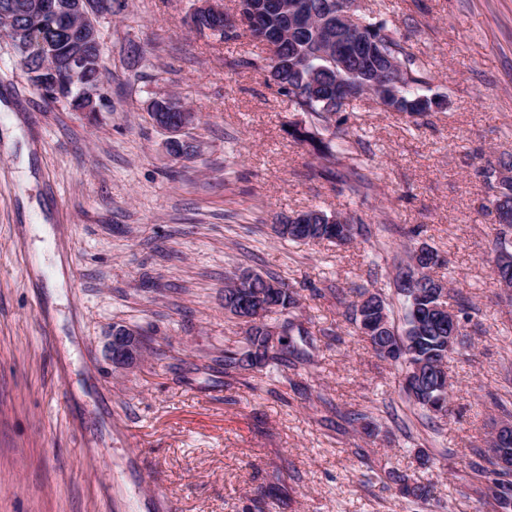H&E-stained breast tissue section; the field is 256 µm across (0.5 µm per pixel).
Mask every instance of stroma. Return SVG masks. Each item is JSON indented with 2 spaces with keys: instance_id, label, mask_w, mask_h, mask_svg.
<instances>
[{
  "instance_id": "stroma-1",
  "label": "stroma",
  "mask_w": 512,
  "mask_h": 512,
  "mask_svg": "<svg viewBox=\"0 0 512 512\" xmlns=\"http://www.w3.org/2000/svg\"><path fill=\"white\" fill-rule=\"evenodd\" d=\"M193 3L115 0L112 109L92 122L45 102L0 39V512H497L471 463L512 402V302L481 174L512 153V0H361L445 104L416 125L353 101L335 119L360 162L329 180L286 132L312 116L247 65L267 46L190 30ZM168 93L200 115L193 158L170 157L146 111ZM315 206L371 237L276 236L277 218ZM422 243L472 306L443 417L408 402L336 299L393 296ZM246 268L298 289L316 348L229 381L224 350L244 329L224 278ZM117 324L151 338L129 369L105 356ZM400 476L432 482L433 500L403 497Z\"/></svg>"
}]
</instances>
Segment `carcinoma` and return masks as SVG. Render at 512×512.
I'll return each instance as SVG.
<instances>
[{
	"label": "carcinoma",
	"instance_id": "1",
	"mask_svg": "<svg viewBox=\"0 0 512 512\" xmlns=\"http://www.w3.org/2000/svg\"><path fill=\"white\" fill-rule=\"evenodd\" d=\"M253 9L249 22L244 27L251 36L265 42L271 35L288 30V13L281 10L279 0H248ZM16 21L24 24L25 37L12 43L16 63L26 74L31 85L40 83L39 67L45 61H58L57 78L67 85V98L63 105L75 111L81 105L84 87H103L106 102L102 111L112 108V87L103 79V70L94 66L84 68L81 82L69 84L67 60L73 52V40L69 27L63 19L49 15L37 18L18 17ZM361 37L374 44V53L360 61L346 64V70L338 73L329 62L321 57L324 46V34L310 27H299L280 47L277 58H258L248 61L253 67L265 69L279 94L299 112H308L314 118L312 129L302 133L296 129L289 134L302 141L309 142L321 159L324 160V172L332 173V166L343 161L354 163L353 152L347 146V132L332 124V117L346 111L349 103L338 100L334 79L341 78L350 84H360L382 69L389 60H395L402 68V86L397 89L398 96H390L378 105L383 112H398L417 119L443 106L444 101L434 96L417 92L428 83L429 77L424 63L411 50L406 42L396 39L386 25L364 19ZM503 171L512 173V154L503 155L498 165L483 169V177L495 193L493 200L499 216V229L492 242V251L500 252L506 243L512 241V179L500 178ZM364 221L357 219L350 233L345 234L336 224L315 221L313 224H290L288 230L281 231L279 237L291 242L329 241L348 243L362 234ZM266 280L280 284L270 288L264 302L271 305L269 313L283 316V320L263 323L261 327H251L245 332L244 341L235 349L224 351V375H242L262 368L276 369L288 364L297 366L309 359V349L313 340L309 331L302 325L287 318L290 310L299 303L298 293L289 283L276 274L268 273ZM425 282L395 285L397 296L403 304L402 326L395 325L391 317L389 304L378 293L370 299L367 290H353V299H339L345 306L344 316L347 322L356 326L369 344L371 350L381 359L385 358L381 346L388 342L397 347V339L415 324H422L421 331L410 337L413 351L403 357L404 371L414 368L421 370V381L403 386L407 398L424 411L435 413L448 412V405L436 402L443 387L448 384V316L440 315L434 307L441 304L438 297L425 291L427 283L435 280L432 275L423 276ZM512 454V443L500 448H476L473 462L474 472L482 476H497L490 487L491 496L503 509L512 506V469L498 468L497 457L500 452ZM403 493L419 501L432 497L431 483H403Z\"/></svg>",
	"mask_w": 512,
	"mask_h": 512
}]
</instances>
